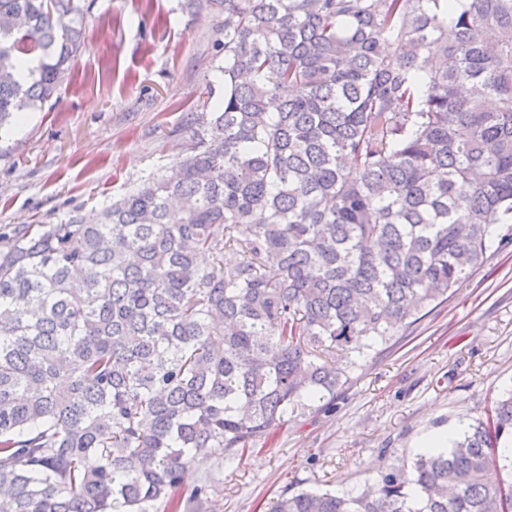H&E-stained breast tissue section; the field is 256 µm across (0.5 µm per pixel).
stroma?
<instances>
[{
  "label": "stroma",
  "mask_w": 512,
  "mask_h": 512,
  "mask_svg": "<svg viewBox=\"0 0 512 512\" xmlns=\"http://www.w3.org/2000/svg\"><path fill=\"white\" fill-rule=\"evenodd\" d=\"M223 15L206 0H95L70 75L19 132L0 133V233L95 216L185 143L183 116L221 97L213 45ZM512 390V247L496 251L434 312L371 351L335 397L288 414L271 443L233 462L188 465L209 483L205 512H271L287 492L357 491Z\"/></svg>",
  "instance_id": "1"
}]
</instances>
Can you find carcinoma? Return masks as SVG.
<instances>
[{"label": "carcinoma", "instance_id": "obj_1", "mask_svg": "<svg viewBox=\"0 0 512 512\" xmlns=\"http://www.w3.org/2000/svg\"><path fill=\"white\" fill-rule=\"evenodd\" d=\"M94 2L0 0V130L56 94ZM218 4L224 95L172 174L0 237V512H203L192 459L267 444L348 384L330 356L445 303L498 228L512 244V0ZM511 444L512 392L274 512H512Z\"/></svg>", "mask_w": 512, "mask_h": 512}]
</instances>
